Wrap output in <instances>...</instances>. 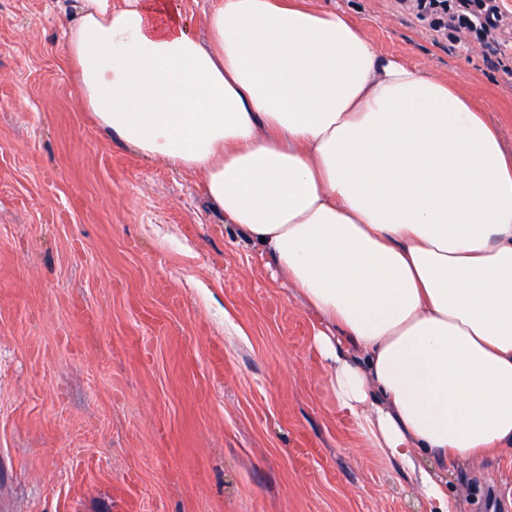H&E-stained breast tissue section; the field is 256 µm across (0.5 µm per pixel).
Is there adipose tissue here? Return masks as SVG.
<instances>
[{"label": "adipose tissue", "instance_id": "adipose-tissue-1", "mask_svg": "<svg viewBox=\"0 0 512 512\" xmlns=\"http://www.w3.org/2000/svg\"><path fill=\"white\" fill-rule=\"evenodd\" d=\"M77 0L64 51L100 127L203 175L313 313L322 388L378 458L454 512L448 469L512 448V149L458 83L343 11ZM212 4L211 0H181L190 31L201 38L206 33L207 15Z\"/></svg>", "mask_w": 512, "mask_h": 512}]
</instances>
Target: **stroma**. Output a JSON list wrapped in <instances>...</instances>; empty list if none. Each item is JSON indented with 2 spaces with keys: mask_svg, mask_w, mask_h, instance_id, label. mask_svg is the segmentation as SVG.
Listing matches in <instances>:
<instances>
[{
  "mask_svg": "<svg viewBox=\"0 0 512 512\" xmlns=\"http://www.w3.org/2000/svg\"><path fill=\"white\" fill-rule=\"evenodd\" d=\"M318 2L458 82L512 146V33L462 43L402 0ZM67 24L56 0H0V512H428L330 409L313 316L201 174L86 110ZM448 486L459 512H512V451Z\"/></svg>",
  "mask_w": 512,
  "mask_h": 512,
  "instance_id": "stroma-1",
  "label": "stroma"
}]
</instances>
